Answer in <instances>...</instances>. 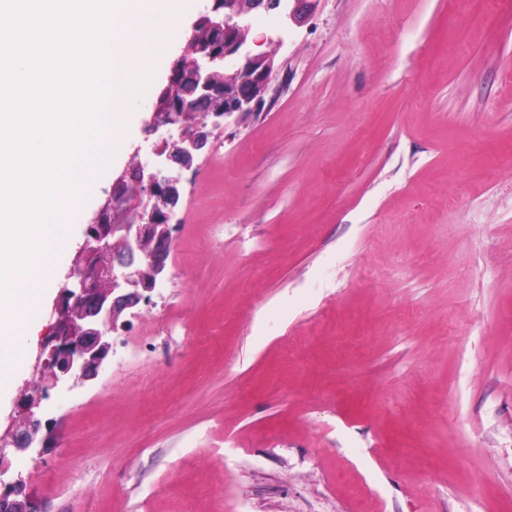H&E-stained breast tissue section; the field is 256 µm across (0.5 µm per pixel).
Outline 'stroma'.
<instances>
[{
    "mask_svg": "<svg viewBox=\"0 0 512 512\" xmlns=\"http://www.w3.org/2000/svg\"><path fill=\"white\" fill-rule=\"evenodd\" d=\"M251 23L261 113L183 172L168 281L12 471L48 512H512V0Z\"/></svg>",
    "mask_w": 512,
    "mask_h": 512,
    "instance_id": "obj_1",
    "label": "stroma"
}]
</instances>
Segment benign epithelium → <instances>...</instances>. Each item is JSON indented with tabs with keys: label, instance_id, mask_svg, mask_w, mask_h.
<instances>
[{
	"label": "benign epithelium",
	"instance_id": "1",
	"mask_svg": "<svg viewBox=\"0 0 512 512\" xmlns=\"http://www.w3.org/2000/svg\"><path fill=\"white\" fill-rule=\"evenodd\" d=\"M316 2L222 0L185 31L189 44L195 29L205 27L216 44L198 48L183 77H168L170 109L149 108L144 128L145 140L157 137L153 160H139L113 180L59 285L32 392L23 395V414L7 437L0 436V512H44L22 473L10 474L5 448L40 456L52 447L50 421L36 413L41 400L51 389L70 391L96 379L109 362L112 333L125 312L169 279L167 253L182 172L226 125H240L264 107L277 71L276 51L253 52L250 19L263 10L300 24ZM129 183L137 185L136 194L126 193Z\"/></svg>",
	"mask_w": 512,
	"mask_h": 512
}]
</instances>
